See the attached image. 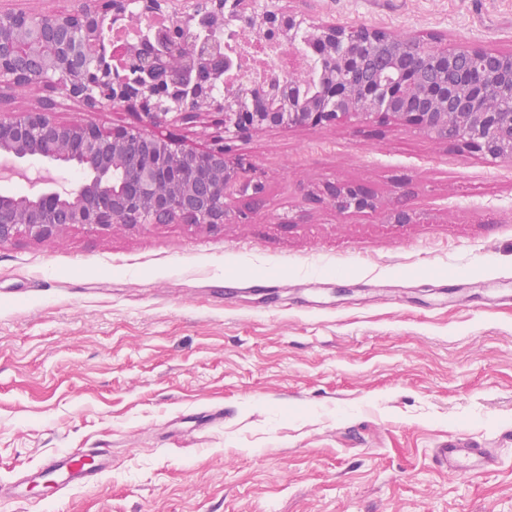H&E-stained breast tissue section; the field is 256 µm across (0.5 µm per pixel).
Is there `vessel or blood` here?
I'll return each mask as SVG.
<instances>
[{
  "label": "vessel or blood",
  "instance_id": "obj_1",
  "mask_svg": "<svg viewBox=\"0 0 512 512\" xmlns=\"http://www.w3.org/2000/svg\"><path fill=\"white\" fill-rule=\"evenodd\" d=\"M435 458L448 473L467 476L495 465L498 455L458 434L438 444ZM111 469L110 452L97 448H72L50 458L40 467L25 471L20 481L0 487V497L16 496L22 485L46 481L50 484L52 497L58 498L76 488L96 486Z\"/></svg>",
  "mask_w": 512,
  "mask_h": 512
}]
</instances>
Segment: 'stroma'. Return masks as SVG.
<instances>
[{
  "instance_id": "1",
  "label": "stroma",
  "mask_w": 512,
  "mask_h": 512,
  "mask_svg": "<svg viewBox=\"0 0 512 512\" xmlns=\"http://www.w3.org/2000/svg\"><path fill=\"white\" fill-rule=\"evenodd\" d=\"M311 22L512 50V0H288ZM63 123L136 124L118 106ZM215 113L164 125L187 146ZM265 185L245 223L118 225L0 243V484L70 448H108L95 487L0 512H512V160L397 121L228 140ZM0 180L77 187L44 159ZM365 186L336 211L325 183ZM403 204L409 224L393 223ZM223 409L198 430L193 414ZM501 449L452 476L435 446ZM322 194L328 204L340 214L351 209L362 211L376 208L374 198L359 186L328 183L324 186Z\"/></svg>"
}]
</instances>
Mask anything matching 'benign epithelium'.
I'll return each mask as SVG.
<instances>
[{
  "label": "benign epithelium",
  "instance_id": "7a95c632",
  "mask_svg": "<svg viewBox=\"0 0 512 512\" xmlns=\"http://www.w3.org/2000/svg\"><path fill=\"white\" fill-rule=\"evenodd\" d=\"M113 12L153 33L157 49L146 54L142 43L124 42L103 50L102 12L81 6L46 15L0 8V84L21 90L33 84L60 87L62 98L88 112L116 105L139 108L138 127L110 131L86 123L60 124L52 117L56 103L35 112L0 114V150L16 159L38 157L74 164L84 178L76 189L41 192L33 198L0 194V242L19 237H57L70 225L91 232L125 225L171 223L218 229L243 223L249 216L235 212L230 193L262 190L256 166L226 157L224 143L202 151L184 149L157 132L167 116L187 120L201 113L222 116L224 134L244 137L266 129L318 127L356 123L384 124L396 119L436 142L460 141L493 159H512V113L499 112L487 88L512 97V51L488 49L478 43L448 48L417 37L392 36L378 28L352 27L307 17L281 0H109ZM256 34L275 37L291 52L293 34L309 25L319 48L314 67L301 76L294 70H269L259 83L237 78L222 94L213 92L202 72L212 76L233 70L235 59L224 43V16ZM200 17L194 54L181 52L178 25ZM387 42L410 67L382 87L354 90L333 80L339 70L358 63L379 42ZM466 55L473 65L458 74L454 85L443 84L427 95L425 111L404 105L416 83V67L448 71ZM458 96L465 111H447L448 97ZM130 142L145 147L144 168L134 176L122 165ZM328 204L343 214L376 208L362 187L328 183Z\"/></svg>",
  "mask_w": 512,
  "mask_h": 512
}]
</instances>
